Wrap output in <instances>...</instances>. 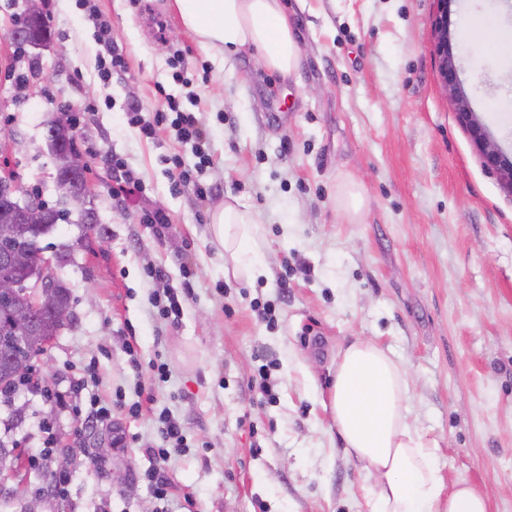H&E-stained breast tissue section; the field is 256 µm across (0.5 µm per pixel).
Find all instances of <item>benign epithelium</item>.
<instances>
[{
	"mask_svg": "<svg viewBox=\"0 0 512 512\" xmlns=\"http://www.w3.org/2000/svg\"><path fill=\"white\" fill-rule=\"evenodd\" d=\"M449 2L451 0H439L440 14L435 20L434 56L437 68L445 89L449 91L454 101L457 120L470 134L484 165L495 170L501 183L512 192V160L505 157L489 137L457 80V67L448 26ZM41 4L42 0H24L23 22L13 24L10 30V43L33 48L50 45L48 41L29 37L26 27V23H33L43 17ZM59 168L77 175L87 173L88 165L79 151L67 148L61 155ZM0 183L10 188V200L0 209V225L13 223L15 216L25 224L41 223V204L17 183L12 172L1 171ZM91 194L92 191L87 185L78 191L63 192L60 195L61 214L66 216L73 209L84 214H92L88 208V198ZM56 283L57 273L52 260L43 253L34 255L25 246L0 251V303H7L21 293L28 304V307L10 315L7 330L11 331L12 335L6 337V345H0V363L8 366L16 378L26 376L28 366L15 360L14 349L23 346L26 339L37 335L39 331V322L33 318L32 312L49 310L61 324L70 319V309L54 301Z\"/></svg>",
	"mask_w": 512,
	"mask_h": 512,
	"instance_id": "1",
	"label": "benign epithelium"
}]
</instances>
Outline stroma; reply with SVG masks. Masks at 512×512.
I'll return each mask as SVG.
<instances>
[{
	"label": "stroma",
	"instance_id": "1",
	"mask_svg": "<svg viewBox=\"0 0 512 512\" xmlns=\"http://www.w3.org/2000/svg\"><path fill=\"white\" fill-rule=\"evenodd\" d=\"M287 6L302 63L284 81L252 51H202L170 0H45V49L7 43L22 0H0V142L29 193L55 202L47 125L71 109L100 227L92 250L56 266L71 318L34 367L65 389L94 364L77 406L100 400L128 435L116 448L109 431L78 432L71 409L16 386L0 397V447L23 467L0 470V512H364L365 474L330 412L337 351L357 337L406 364L412 419L437 440L446 481L512 512V193L435 67L439 4ZM498 7L450 0L448 24L471 106L512 158V89L495 86L507 62L492 49L475 60L481 37L462 27L466 14L494 26ZM112 46L125 66L106 76ZM169 96L204 127L209 163L174 130L149 139L131 124L130 103L148 114ZM120 166L138 182L129 199L114 192ZM179 168L209 194L176 190ZM352 183L356 216L342 204ZM228 199L260 225L258 278L224 271L210 217ZM153 209L167 228L145 222ZM167 286L186 290L175 320L150 302ZM264 305L273 323L257 319ZM163 416L184 436L165 501L144 477ZM66 448L77 454L60 487Z\"/></svg>",
	"mask_w": 512,
	"mask_h": 512
}]
</instances>
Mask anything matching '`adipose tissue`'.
<instances>
[{
    "instance_id": "1",
    "label": "adipose tissue",
    "mask_w": 512,
    "mask_h": 512,
    "mask_svg": "<svg viewBox=\"0 0 512 512\" xmlns=\"http://www.w3.org/2000/svg\"><path fill=\"white\" fill-rule=\"evenodd\" d=\"M172 7L202 50L231 56L250 47L265 70L296 75L300 48L283 0H172ZM211 220L234 276L260 275L255 217L227 202ZM409 393V372L389 348L370 338L341 348L331 412L347 453L372 479L363 495L367 512H489L473 486L446 482L437 441L411 419Z\"/></svg>"
}]
</instances>
